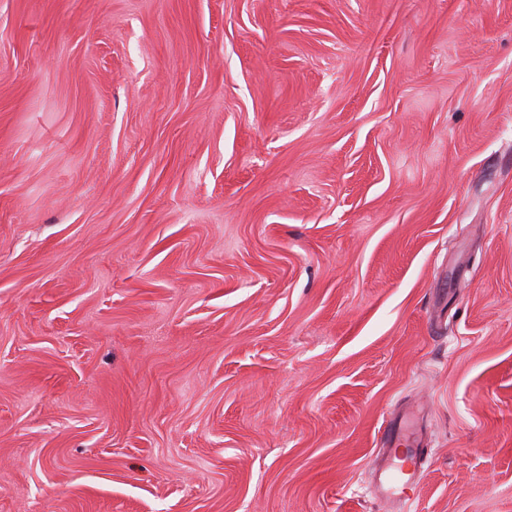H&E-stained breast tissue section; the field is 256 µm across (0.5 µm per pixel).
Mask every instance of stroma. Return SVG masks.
<instances>
[{"label":"stroma","instance_id":"1","mask_svg":"<svg viewBox=\"0 0 512 512\" xmlns=\"http://www.w3.org/2000/svg\"><path fill=\"white\" fill-rule=\"evenodd\" d=\"M0 512H512V0H0ZM385 443L387 447L383 448L382 453V463L385 468L379 469L382 495L395 499H407L409 491L413 490L415 472L404 473L402 470H397L394 460L398 457L400 448H395L397 431L392 426L385 432Z\"/></svg>","mask_w":512,"mask_h":512}]
</instances>
